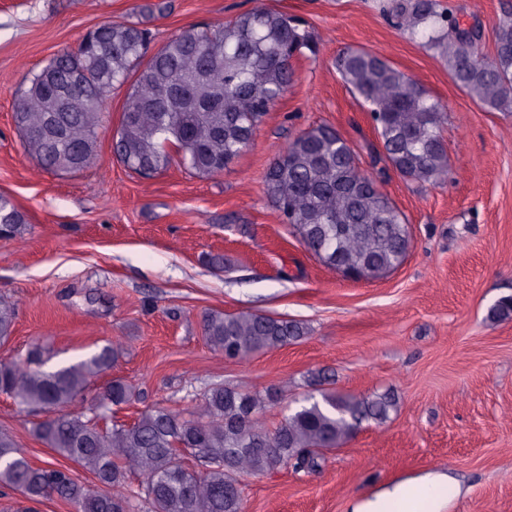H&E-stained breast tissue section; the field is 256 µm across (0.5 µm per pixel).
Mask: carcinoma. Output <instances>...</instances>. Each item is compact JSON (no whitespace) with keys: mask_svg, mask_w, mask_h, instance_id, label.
Here are the masks:
<instances>
[{"mask_svg":"<svg viewBox=\"0 0 512 512\" xmlns=\"http://www.w3.org/2000/svg\"><path fill=\"white\" fill-rule=\"evenodd\" d=\"M411 39L448 62L454 84L490 111L512 113V13L494 32V49L479 52V25L466 30L439 0H388L383 5ZM150 39L141 22H105L83 36L76 49L52 58L31 73L15 101L22 148L43 168L77 172L91 167L106 102L116 87L136 98L144 113L122 112L113 152L130 171L151 177L176 162L189 174L210 179L229 167L252 143L264 118L284 97L296 76L295 64L318 50L317 37L303 20L258 6L214 27L192 28L168 39L146 57ZM336 68L350 92L367 107L381 160L421 185L448 176L443 137L447 107L421 82L380 55L346 50ZM218 73L220 82L209 76ZM30 98L55 99L51 112H27ZM83 130L79 142L65 132ZM41 135L39 149L28 134ZM266 196L300 244L328 269L375 281L398 269L411 248L404 213L364 171L354 147L327 125L310 128L291 141L264 175ZM25 224L13 201L0 195V236H15ZM362 239L356 247L338 227ZM512 317V296L489 309L492 321ZM15 320L14 304L0 299V341ZM211 350L242 359L309 335L302 322L267 315L211 311L203 315ZM124 353L107 343L79 362L52 372L42 349L33 347L23 363L0 361V392L29 412L48 416L32 434L58 456L88 470L92 488L76 481L61 464L34 466L13 437L0 432V487L18 490L31 502L57 498L76 512H242L240 477H258L292 466L314 471L324 451L353 437L362 424L386 423L397 411L392 392L342 394L313 379L315 389L273 429L259 430L263 412L288 399V387L244 390L217 383L200 393L197 420L163 406L144 411L127 425L107 419L136 392L126 380L110 379L86 410L71 406L92 379L112 369ZM191 454L202 470L184 461ZM137 479L132 486L131 479Z\"/></svg>","mask_w":512,"mask_h":512,"instance_id":"1","label":"carcinoma"}]
</instances>
